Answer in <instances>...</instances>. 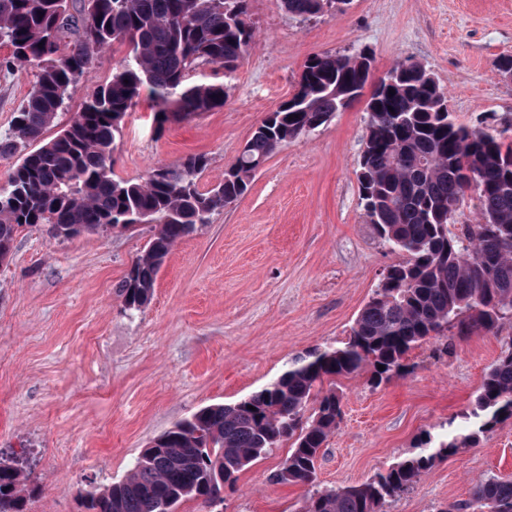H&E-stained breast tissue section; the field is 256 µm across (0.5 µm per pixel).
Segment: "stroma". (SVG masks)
Here are the masks:
<instances>
[{"mask_svg":"<svg viewBox=\"0 0 512 512\" xmlns=\"http://www.w3.org/2000/svg\"><path fill=\"white\" fill-rule=\"evenodd\" d=\"M255 42L232 75L213 65L193 83H226L224 106L156 129L142 94L114 143L115 178L139 180L202 154L206 191L224 178L262 118L293 95L306 59L374 54L373 77L399 60L424 64L448 91L457 121L482 118L512 141V81L494 63L512 54V0H352L345 13L289 16L280 0H250ZM126 54L110 47L79 82L57 126L108 83ZM34 69L0 72V135L26 100ZM364 101L282 145L238 202L179 241L145 307L117 288L154 234L58 237L20 227L0 262V450L23 454L25 512H86L84 498L123 479L154 439L198 409L231 404L307 351L346 340L385 270L399 262L364 210L356 162ZM512 351V320L497 331L423 342L408 373L373 386L369 370L336 380L343 418L321 450L317 486L365 481L415 452L420 437L462 427L489 367ZM282 442L243 470L224 499L183 500L175 512H299L307 487L276 482ZM512 480V418L438 461L387 512H446L475 482Z\"/></svg>","mask_w":512,"mask_h":512,"instance_id":"35a3bbf8","label":"stroma"}]
</instances>
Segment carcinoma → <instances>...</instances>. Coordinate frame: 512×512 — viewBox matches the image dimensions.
<instances>
[{
  "mask_svg": "<svg viewBox=\"0 0 512 512\" xmlns=\"http://www.w3.org/2000/svg\"><path fill=\"white\" fill-rule=\"evenodd\" d=\"M281 2L295 17L336 10V0ZM248 10L249 0H0V46L11 48L0 69L37 68L10 133L0 136V157L20 155L0 186V261L23 225L49 224L60 236L70 226L83 234L152 224L153 238L118 288L125 306L139 310L180 240L242 197L280 146L363 96L372 72L363 62L367 49L317 53L305 62L293 96L267 114L216 187H198L208 165L203 155L160 166L142 182L113 178L120 122L143 90L153 96L161 126L224 106L228 87L191 84L188 76L201 64L226 75L236 69L254 42ZM114 44L127 55L112 80L44 140L98 54ZM366 113L360 197L379 237L402 261L388 269L350 336L291 361L248 398L205 406L173 425L124 479L89 494V512H170L190 498L213 503L224 484L236 483L284 439L291 448L275 480L311 486L321 449L342 419L341 396L325 382L368 366L379 386L404 372L406 354L420 342L450 328L492 332L512 318V144L501 131L457 123L444 88L407 58L374 85ZM470 189L478 194L480 221L456 234L451 205ZM471 416L477 430L428 435L417 452L362 483L309 492L301 512H386L436 462L512 418V351L489 368ZM25 481L18 462L0 458V512H24ZM448 512H512V480L480 479L471 500Z\"/></svg>",
  "mask_w": 512,
  "mask_h": 512,
  "instance_id": "carcinoma-1",
  "label": "carcinoma"
}]
</instances>
